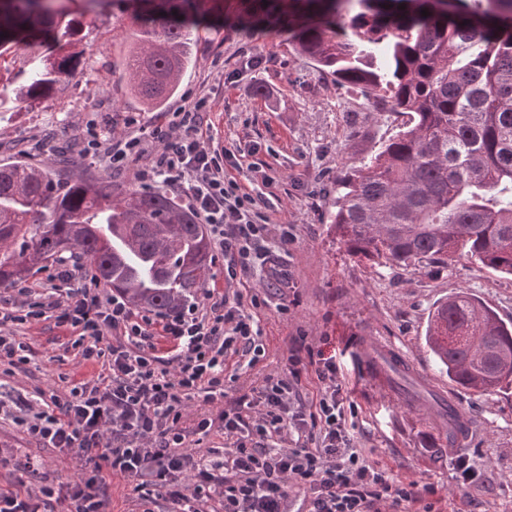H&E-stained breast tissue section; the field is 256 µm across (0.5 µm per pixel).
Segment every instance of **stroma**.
Instances as JSON below:
<instances>
[{"label": "stroma", "instance_id": "obj_1", "mask_svg": "<svg viewBox=\"0 0 512 512\" xmlns=\"http://www.w3.org/2000/svg\"><path fill=\"white\" fill-rule=\"evenodd\" d=\"M222 3V24L197 36L194 66L160 112L146 110L129 93L122 70L130 44L127 21L109 10L88 15L82 69L64 79L52 98L0 118V157L43 162L53 158L55 146L74 142L81 154L70 173L111 178L113 191L124 193L136 188V180L87 152L90 132L107 127L118 136H137L168 124L187 97L207 93L215 149L257 144L233 175L264 199L271 223L291 225L295 235L288 249L270 244L288 270L289 285L254 274L235 286L243 298L261 300L252 315L265 354L252 367L227 355L224 404L265 378L287 375L288 347L293 338L306 337L314 349L335 357L343 393L359 409L349 430L352 443L369 462L392 477L434 487L438 512H512V390L482 394L449 383L424 341L436 304L462 288L511 321L512 276L465 259L449 266H378L350 257L327 222L336 182L395 135L403 116L379 118L355 90L320 75L288 34L265 20L263 0ZM257 167L269 170L272 184L255 180ZM0 332L31 349L22 368H0V454L41 463L39 475L26 481L14 466L0 465V490L36 493L72 480L76 460L30 437L12 415L40 393L62 395L73 383L97 379L102 368L82 360L70 331L54 320L9 322ZM360 338L400 350L445 385L468 416L456 454L448 452V422L440 411L410 399L403 387L373 381V361L355 347ZM461 457L476 473L472 482L457 473Z\"/></svg>", "mask_w": 512, "mask_h": 512}]
</instances>
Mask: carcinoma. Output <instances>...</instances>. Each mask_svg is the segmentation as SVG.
<instances>
[{
    "instance_id": "1",
    "label": "carcinoma",
    "mask_w": 512,
    "mask_h": 512,
    "mask_svg": "<svg viewBox=\"0 0 512 512\" xmlns=\"http://www.w3.org/2000/svg\"><path fill=\"white\" fill-rule=\"evenodd\" d=\"M133 38L130 93L159 111L194 64L192 34L217 0H114ZM298 53L404 129L336 184L328 223L361 261L449 265L467 258L512 275V0H280ZM405 9H399V6ZM84 0H0V99L14 84L10 51L34 56L14 100L59 91L87 48ZM429 12L424 17L421 11ZM64 32H59V29ZM71 251L94 277L144 307L176 312L212 276L196 217L161 187L112 193L47 163L0 158V287ZM448 381L477 392L512 385V321L461 290L435 307L425 336Z\"/></svg>"
}]
</instances>
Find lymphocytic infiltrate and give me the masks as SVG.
I'll list each match as a JSON object with an SVG mask.
<instances>
[{
    "label": "lymphocytic infiltrate",
    "mask_w": 512,
    "mask_h": 512,
    "mask_svg": "<svg viewBox=\"0 0 512 512\" xmlns=\"http://www.w3.org/2000/svg\"><path fill=\"white\" fill-rule=\"evenodd\" d=\"M209 100L196 97L167 126L141 137L93 133L90 147L143 185L163 184L180 195L205 224L224 261V279L234 283L256 271L282 279L268 246L294 241L290 226L269 224L260 200L231 175L235 151L207 146ZM47 295L0 305L6 322L51 319L71 330L84 361L102 364L104 376L73 385L68 395L50 394L26 404L15 425L49 448L75 454L85 473L54 489L32 495L0 493V512H49L66 502L69 512H106L104 475L135 480L146 502L162 498L167 512H287L290 490L304 494L308 512H435V488L417 491L415 482L390 478L353 447L347 421L357 407L342 394L335 358L323 357L305 337L292 341L288 374L239 397L215 417L200 418L195 430L224 431V456L214 460L188 452L183 410L196 394L214 402L224 392V357L260 355L262 332L241 296L217 295L210 303L191 301L174 313L134 310L121 295L59 263L48 276ZM170 344L159 354L155 337ZM321 384L315 401L302 402L304 373ZM318 434L316 447L273 446L284 432Z\"/></svg>",
    "instance_id": "obj_1"
}]
</instances>
